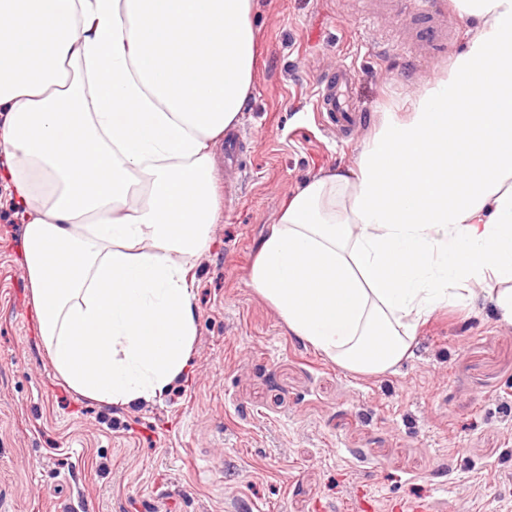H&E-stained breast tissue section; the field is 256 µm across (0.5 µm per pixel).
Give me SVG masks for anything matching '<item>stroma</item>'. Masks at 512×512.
I'll list each match as a JSON object with an SVG mask.
<instances>
[{
  "label": "stroma",
  "mask_w": 512,
  "mask_h": 512,
  "mask_svg": "<svg viewBox=\"0 0 512 512\" xmlns=\"http://www.w3.org/2000/svg\"><path fill=\"white\" fill-rule=\"evenodd\" d=\"M260 62L240 173L213 147L222 216L191 263L196 338L159 398L110 406L56 372L39 334L24 227L0 183V512H512V326L479 295L420 325L410 355L361 376L291 336L247 285L286 199L352 165L466 44L451 0H255ZM352 69L362 112L315 111L318 78Z\"/></svg>",
  "instance_id": "35a3bbf8"
}]
</instances>
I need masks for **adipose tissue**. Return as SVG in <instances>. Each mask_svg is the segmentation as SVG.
<instances>
[{
  "mask_svg": "<svg viewBox=\"0 0 512 512\" xmlns=\"http://www.w3.org/2000/svg\"><path fill=\"white\" fill-rule=\"evenodd\" d=\"M468 40L355 164L282 206L248 273L336 365L390 371L421 322L494 285L512 325V0H453ZM254 0H0V180L40 335L109 405L164 394L195 339L188 258L220 217L212 146L245 109Z\"/></svg>",
  "mask_w": 512,
  "mask_h": 512,
  "instance_id": "obj_1",
  "label": "adipose tissue"
}]
</instances>
